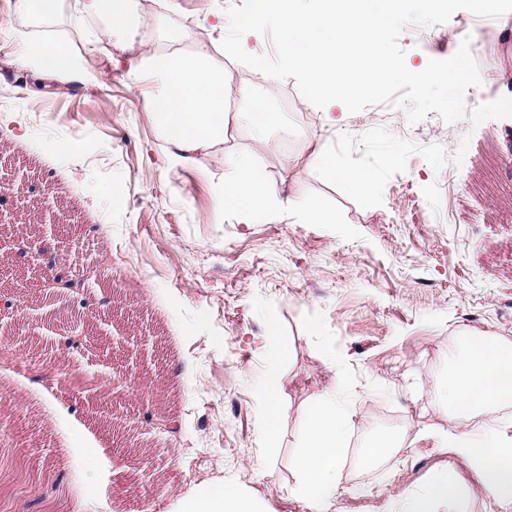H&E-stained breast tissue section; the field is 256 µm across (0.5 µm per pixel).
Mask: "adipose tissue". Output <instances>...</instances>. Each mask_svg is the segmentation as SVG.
<instances>
[{
	"label": "adipose tissue",
	"instance_id": "1",
	"mask_svg": "<svg viewBox=\"0 0 512 512\" xmlns=\"http://www.w3.org/2000/svg\"><path fill=\"white\" fill-rule=\"evenodd\" d=\"M19 17L52 25L70 20L82 28L90 45H117L133 49L146 15L136 13L134 0H15ZM166 46L141 58L136 67L135 88H147L146 112L172 164L192 163L196 152L223 146L227 116L224 96L229 81L204 48H193V34L178 27L167 28ZM20 67L66 77L82 73L101 82L107 71L91 65L62 39L28 40L17 56ZM224 182L221 197L226 209L256 220H271L283 213L301 214L306 223L329 224L332 216L318 201L307 197L282 200L277 186L248 153L223 157ZM310 167L344 183L352 192H363L374 178L368 167L340 169L334 156L318 147ZM292 351L276 331H269L267 351L256 379L255 397L263 416V440L276 445L286 416L283 410L282 366ZM344 384L330 379L306 406L298 423V451L293 465L299 479V496L309 512H332L344 479V458L358 415L343 398ZM430 397L434 407L448 418V430L439 435L441 447L463 461L497 504L512 507V419L501 409L512 406V341L472 328L459 334L444 368L433 379ZM471 495L455 476L436 483L430 496L400 493L391 512H435L436 505L448 512H469ZM176 512H257V506L232 484L200 491L180 502Z\"/></svg>",
	"mask_w": 512,
	"mask_h": 512
}]
</instances>
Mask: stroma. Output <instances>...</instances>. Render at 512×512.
Instances as JSON below:
<instances>
[{
    "mask_svg": "<svg viewBox=\"0 0 512 512\" xmlns=\"http://www.w3.org/2000/svg\"><path fill=\"white\" fill-rule=\"evenodd\" d=\"M160 15L211 46L210 27L243 0H161ZM29 23L0 0V512H171L202 488L237 484L260 512H308L291 456L303 402L337 375L363 415L334 512H386L449 471L474 483L438 433L434 409L409 410L453 336L478 328L512 340V118L473 125L437 113L409 124L400 108L324 112L294 79L257 81L225 59L226 108L262 99L264 139L230 127L223 152L254 154L283 196L317 199L336 217L265 223L226 210L220 153L166 159L145 96L132 89L139 52L119 69L97 48L102 84L39 76L15 64ZM478 45L482 96L512 97V33L456 12L406 26V64ZM346 168L377 173L368 194L303 168L316 144ZM63 242V265L93 268L83 295L54 297L27 249ZM319 323L312 337L308 327ZM293 349L291 407L279 448L260 459L252 377L267 328ZM43 388H33L36 373ZM384 391L408 433L356 483L363 442L379 432L371 393Z\"/></svg>",
    "mask_w": 512,
    "mask_h": 512,
    "instance_id": "35a3bbf8",
    "label": "stroma"
}]
</instances>
